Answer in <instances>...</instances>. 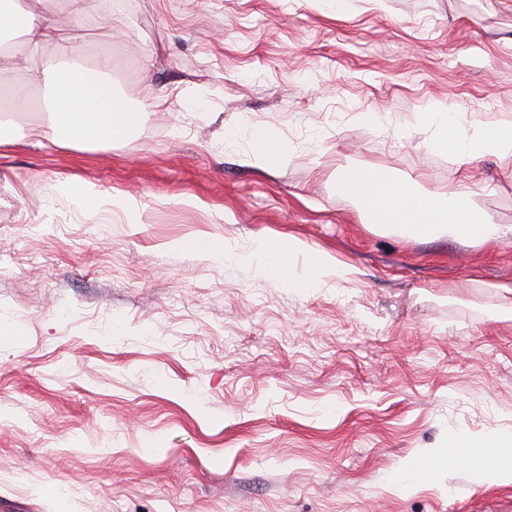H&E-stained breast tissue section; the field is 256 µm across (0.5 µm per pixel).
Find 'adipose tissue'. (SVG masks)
Segmentation results:
<instances>
[{
    "instance_id": "ef3b65f1",
    "label": "adipose tissue",
    "mask_w": 512,
    "mask_h": 512,
    "mask_svg": "<svg viewBox=\"0 0 512 512\" xmlns=\"http://www.w3.org/2000/svg\"><path fill=\"white\" fill-rule=\"evenodd\" d=\"M20 31L31 53L24 68V81L14 88L17 100L29 89L53 80L54 121L34 126L29 138L54 142L109 143L124 138L137 123V114L117 94L101 66L63 65L65 48L56 26L34 12L21 9L15 0H0V31ZM433 133L430 150L469 163L487 156L512 160V126L484 123L464 132L455 113L438 106L429 115ZM344 192L356 199L371 225L396 229L408 237H464L495 243L512 230L491 223L470 205L467 197H436L422 194L416 184L391 178L385 171L364 167L341 179ZM465 465L492 478L512 480V434L474 436L464 431L451 434L447 450L436 459L414 460L404 478L413 481L445 466Z\"/></svg>"
}]
</instances>
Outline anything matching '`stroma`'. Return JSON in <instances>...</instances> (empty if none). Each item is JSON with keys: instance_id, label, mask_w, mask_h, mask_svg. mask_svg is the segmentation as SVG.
<instances>
[{"instance_id": "35a3bbf8", "label": "stroma", "mask_w": 512, "mask_h": 512, "mask_svg": "<svg viewBox=\"0 0 512 512\" xmlns=\"http://www.w3.org/2000/svg\"><path fill=\"white\" fill-rule=\"evenodd\" d=\"M77 8L98 25L60 38L106 51L139 122L0 132V512H512L468 467L390 481L454 431L512 432V237L376 231L337 183L375 167L512 226V163L439 159L422 126L512 124V0ZM257 128L279 165L242 164ZM261 239L313 287L250 264Z\"/></svg>"}]
</instances>
